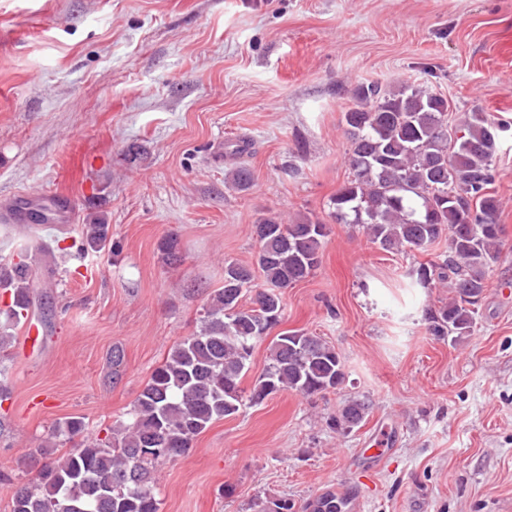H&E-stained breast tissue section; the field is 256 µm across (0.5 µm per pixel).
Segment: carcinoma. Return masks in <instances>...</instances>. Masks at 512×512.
Listing matches in <instances>:
<instances>
[{"mask_svg": "<svg viewBox=\"0 0 512 512\" xmlns=\"http://www.w3.org/2000/svg\"><path fill=\"white\" fill-rule=\"evenodd\" d=\"M357 105L343 115L352 177L331 199L338 224H360L372 243L389 253L425 250L448 237V254L417 269L423 288L448 285L451 297L429 316L434 336L460 339L476 325L486 270L499 256L503 228L493 181L501 124L475 107L448 133V99L432 89L403 85L385 91L377 83L355 90ZM255 264L224 263V286L214 291L201 329L177 343L151 373L131 412L113 436L83 441L44 465L39 483L13 493L11 512H159L153 464L188 452L213 421L240 410L242 378L254 346L280 322L281 290L312 274L328 225L304 216L285 224L263 217L254 225ZM108 241V225L90 224L87 245ZM32 270L25 263L0 267V291L11 298L0 324V362L13 336L8 329L29 313ZM250 297L252 306L242 304ZM269 363L250 393L258 404L283 390L321 394L340 386L344 362L315 334H285L268 346ZM369 413L362 400L348 401L331 418L338 431L361 426ZM71 417L57 433L83 435ZM348 502L327 491L308 512H346Z\"/></svg>", "mask_w": 512, "mask_h": 512, "instance_id": "1", "label": "carcinoma"}]
</instances>
